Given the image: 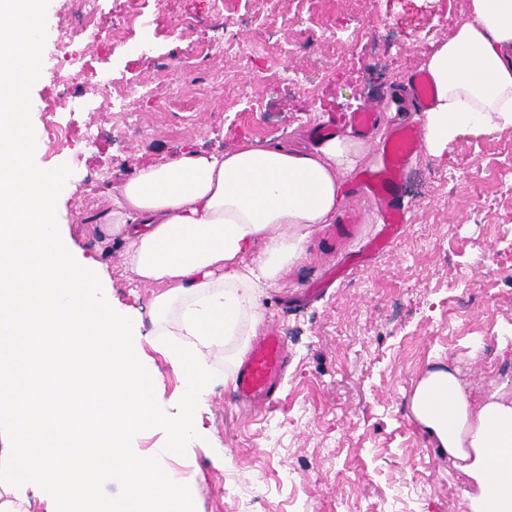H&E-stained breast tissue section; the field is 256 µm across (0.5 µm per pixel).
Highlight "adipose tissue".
I'll return each mask as SVG.
<instances>
[{"instance_id":"1","label":"adipose tissue","mask_w":512,"mask_h":512,"mask_svg":"<svg viewBox=\"0 0 512 512\" xmlns=\"http://www.w3.org/2000/svg\"><path fill=\"white\" fill-rule=\"evenodd\" d=\"M44 0H0V512H31L40 488L47 512H193L195 480L167 473L161 457L127 456L122 436L153 420L154 369L132 345L135 323L113 308L96 260L79 258L56 224L61 177L30 164L22 89L39 74L35 32ZM436 96L424 117V145L443 158L469 130L512 127V0H470L467 16L426 56ZM365 151L352 137L309 148L244 139L220 154L187 150L142 167L112 189L100 215L126 244L138 284L154 288L165 356L181 382L179 415L165 454L197 429L216 378L211 359L242 349L259 324L260 298L303 261L318 224L333 223L344 178ZM112 357L109 407L73 383L93 375L99 348ZM79 418L106 414L114 439L100 451L106 470L82 458L30 463L33 434L55 429L53 409ZM410 413L434 448L466 478L467 512H512V393L476 398L454 367L432 366L411 395ZM164 454V455H165ZM122 484L125 496L96 487Z\"/></svg>"}]
</instances>
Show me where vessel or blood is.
Masks as SVG:
<instances>
[{"mask_svg": "<svg viewBox=\"0 0 512 512\" xmlns=\"http://www.w3.org/2000/svg\"><path fill=\"white\" fill-rule=\"evenodd\" d=\"M434 99L435 87L429 75L421 71L411 73L407 78L409 110L426 111ZM348 124L363 137L375 138L374 150L380 157L379 163L368 168L359 182L363 194L376 205L379 215L380 230L367 249L368 254L373 255L396 239L405 222L398 198L408 164L421 149L423 132L415 121L381 128L380 111L374 106L353 113ZM286 362L283 336L276 329H269L251 345L237 370L234 392L243 407L253 411L274 400Z\"/></svg>", "mask_w": 512, "mask_h": 512, "instance_id": "1", "label": "vessel or blood"}]
</instances>
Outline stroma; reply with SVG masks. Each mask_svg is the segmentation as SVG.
Segmentation results:
<instances>
[{"instance_id":"1","label":"stroma","mask_w":512,"mask_h":512,"mask_svg":"<svg viewBox=\"0 0 512 512\" xmlns=\"http://www.w3.org/2000/svg\"><path fill=\"white\" fill-rule=\"evenodd\" d=\"M238 0L218 13L213 0H142L158 16L132 31L143 51L108 42L63 45L67 0H45L39 28L41 77L25 94L32 165L56 172L66 190L58 224L82 255L103 263L116 306L135 314L133 344L159 372L157 421L132 435V455L167 447L180 412V383L156 344L154 291L130 282L124 245L85 225L111 205L110 189L139 168L188 149L226 150L246 137L311 145L316 125L355 112L400 88L467 14L468 0ZM229 40L211 55L212 41ZM87 67L55 97L63 55ZM145 94L119 112L93 94L98 73ZM67 128L49 149L41 135L46 96ZM344 185L358 234L336 241L313 229L307 257L260 299L263 335L277 326L288 367L278 401L257 416L216 384L198 431L165 464L193 474L196 512H467L466 479L429 447L411 421L409 399L428 366L455 362L474 394L512 392V128L474 130L438 160L420 151L401 207L408 221L395 244L359 261L378 223ZM347 272L309 304L295 306L307 282Z\"/></svg>"}]
</instances>
